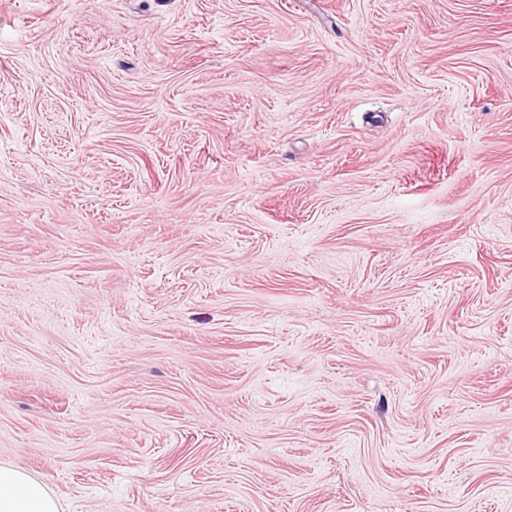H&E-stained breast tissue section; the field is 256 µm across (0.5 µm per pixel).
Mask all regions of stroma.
<instances>
[{
    "label": "stroma",
    "instance_id": "stroma-1",
    "mask_svg": "<svg viewBox=\"0 0 512 512\" xmlns=\"http://www.w3.org/2000/svg\"><path fill=\"white\" fill-rule=\"evenodd\" d=\"M0 462L512 512V0H0Z\"/></svg>",
    "mask_w": 512,
    "mask_h": 512
}]
</instances>
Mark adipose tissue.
I'll return each instance as SVG.
<instances>
[{
  "mask_svg": "<svg viewBox=\"0 0 512 512\" xmlns=\"http://www.w3.org/2000/svg\"><path fill=\"white\" fill-rule=\"evenodd\" d=\"M0 512H60V504L40 480L0 462Z\"/></svg>",
  "mask_w": 512,
  "mask_h": 512,
  "instance_id": "adipose-tissue-1",
  "label": "adipose tissue"
}]
</instances>
